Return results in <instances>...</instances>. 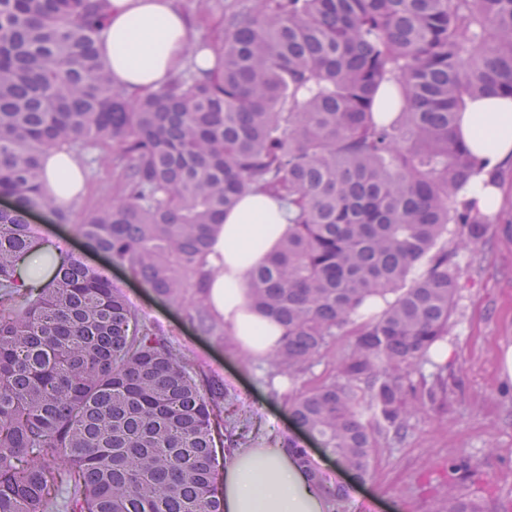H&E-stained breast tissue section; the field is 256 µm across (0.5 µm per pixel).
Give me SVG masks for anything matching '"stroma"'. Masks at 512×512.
Returning <instances> with one entry per match:
<instances>
[{
  "label": "stroma",
  "mask_w": 512,
  "mask_h": 512,
  "mask_svg": "<svg viewBox=\"0 0 512 512\" xmlns=\"http://www.w3.org/2000/svg\"><path fill=\"white\" fill-rule=\"evenodd\" d=\"M31 221L53 245L84 255L94 266L102 255L88 251L71 225L55 223L36 213ZM460 292L446 348L460 386L457 400L442 411L426 410L410 420L407 440L377 453L372 475L355 481L312 440L304 445L320 468L350 495L351 512H431L448 489L449 452H464L480 462L478 480L489 508L512 501V376L503 360L512 350V223L492 224L482 255L459 250ZM112 282L128 301L144 311L148 321L167 330L177 348L219 376L238 410L232 424L244 428L243 445L258 448L263 441L295 433L282 386L297 391L333 376L336 357L350 339L337 337L312 371L294 382L268 376V365L233 351L230 340L202 335L183 312L166 304L150 288L121 267H113Z\"/></svg>",
  "instance_id": "35a3bbf8"
}]
</instances>
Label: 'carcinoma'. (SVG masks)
<instances>
[{
    "label": "carcinoma",
    "mask_w": 512,
    "mask_h": 512,
    "mask_svg": "<svg viewBox=\"0 0 512 512\" xmlns=\"http://www.w3.org/2000/svg\"><path fill=\"white\" fill-rule=\"evenodd\" d=\"M110 0H0V512H224L216 440L230 399L112 285L117 265L206 336L216 225L248 191L291 230L247 275L283 327L269 375L295 381L338 336L337 375L289 400L295 423L358 479L403 442L410 406L454 396L448 341L460 267L493 207L462 194L482 168L457 137L465 98L512 97V0H234L156 90L121 89L99 43ZM208 52L213 65L197 67ZM54 150L105 154L115 186L74 225L108 266L60 253L43 288L20 258L45 244L33 211ZM280 447L337 506L348 493L296 440ZM448 456L436 512H489Z\"/></svg>",
    "instance_id": "carcinoma-1"
}]
</instances>
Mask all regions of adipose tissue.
<instances>
[{"label": "adipose tissue", "mask_w": 512, "mask_h": 512, "mask_svg": "<svg viewBox=\"0 0 512 512\" xmlns=\"http://www.w3.org/2000/svg\"><path fill=\"white\" fill-rule=\"evenodd\" d=\"M108 27L100 49L115 84L132 89L159 87L183 66L192 44L175 0H111ZM461 138L487 168L512 158V99H467ZM46 183L56 194L73 197L85 175L64 151L52 152ZM287 212L281 203L249 193L224 218L207 257L211 272L207 302L230 325L236 350L265 359L279 346L282 330L254 313L247 297V272L287 236ZM224 512H328L329 501L313 491L307 475L283 448H233L224 454L219 480Z\"/></svg>", "instance_id": "obj_1"}]
</instances>
